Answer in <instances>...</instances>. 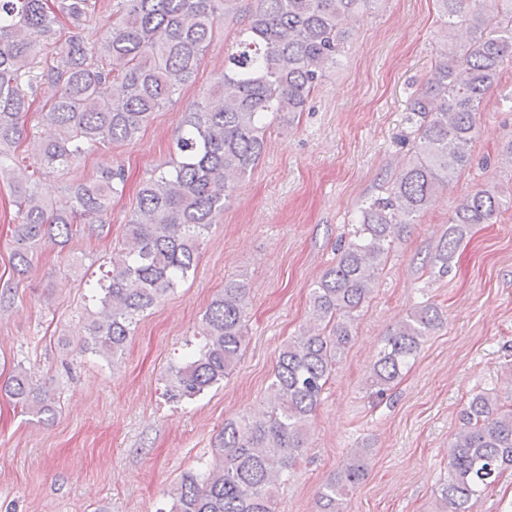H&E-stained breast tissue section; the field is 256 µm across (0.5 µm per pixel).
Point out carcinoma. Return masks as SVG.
<instances>
[{"label": "carcinoma", "mask_w": 512, "mask_h": 512, "mask_svg": "<svg viewBox=\"0 0 512 512\" xmlns=\"http://www.w3.org/2000/svg\"><path fill=\"white\" fill-rule=\"evenodd\" d=\"M231 2L122 0L119 18L93 44L70 37L53 63L33 75L41 38L65 24L84 28L99 0H0V176L19 163L16 149L24 143L33 173L41 175L68 168L102 146L132 142L160 107L194 83ZM370 2L252 0L235 49L224 55L223 71L178 119L170 169L138 192L137 209L98 281L97 309L87 310L90 336L82 353L117 362L139 317L195 272L205 234L237 182L259 161L267 130L304 110ZM438 2L446 18L440 60L406 115L416 132L411 154L387 181L386 196L362 202L359 223L339 241L336 264L310 288L311 327L281 348L266 410L225 422L210 462L184 473L158 512H276L278 488L302 457L325 387L353 341L395 241L470 164L479 107L500 80L504 58L512 55V0H491L492 14L481 6L464 11L463 0ZM463 25L484 36L468 48L448 44ZM116 80L123 85L119 98L110 93ZM24 81L53 91L40 117L57 129L55 140L42 141L28 129L25 115L32 100L21 87ZM124 185V168L113 167L93 183L69 186L70 207L58 209L32 183L17 184L20 222L11 254L16 274L27 272L38 246L91 233L93 225L104 223ZM509 205L512 194L496 187L463 195L435 256L438 272L448 273L470 225L493 223ZM247 299L243 280H224L202 318L198 349L170 367L163 397L180 403L224 382L246 342ZM442 322L441 309L429 303L396 323L366 378L371 394L382 398L392 389ZM4 391L32 414H55L53 395L20 365ZM370 456L371 449L360 448L345 460L320 490L316 512H343L344 500L367 475ZM508 468L512 404L501 403L496 393L476 392L461 411L434 512H472L473 503Z\"/></svg>", "instance_id": "carcinoma-1"}]
</instances>
